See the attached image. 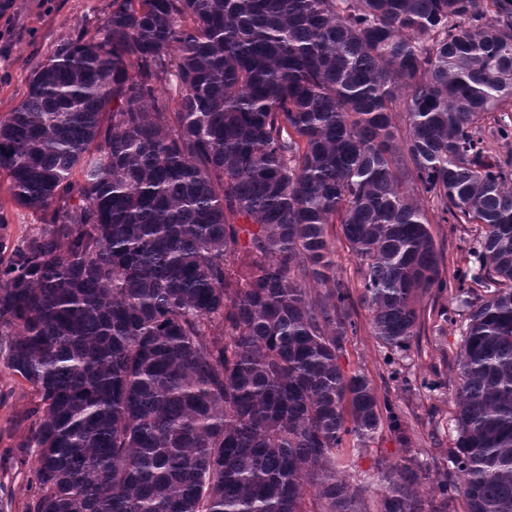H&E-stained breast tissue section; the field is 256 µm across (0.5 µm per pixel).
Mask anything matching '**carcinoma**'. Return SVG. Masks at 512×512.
<instances>
[{
	"label": "carcinoma",
	"instance_id": "1",
	"mask_svg": "<svg viewBox=\"0 0 512 512\" xmlns=\"http://www.w3.org/2000/svg\"><path fill=\"white\" fill-rule=\"evenodd\" d=\"M510 109L512 0H112L0 120L10 194L47 215L0 263V343L45 404L30 512H367L345 439H411L338 364L328 226L401 349L448 287L427 198L483 229L456 480L428 499L389 464L377 512H512Z\"/></svg>",
	"mask_w": 512,
	"mask_h": 512
}]
</instances>
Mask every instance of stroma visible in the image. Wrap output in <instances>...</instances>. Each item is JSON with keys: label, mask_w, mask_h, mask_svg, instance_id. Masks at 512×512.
<instances>
[{"label": "stroma", "mask_w": 512, "mask_h": 512, "mask_svg": "<svg viewBox=\"0 0 512 512\" xmlns=\"http://www.w3.org/2000/svg\"><path fill=\"white\" fill-rule=\"evenodd\" d=\"M111 10L112 0H0V119L25 100L37 67L77 32L97 35ZM43 222L42 211L15 204L6 176L0 175V243L13 246ZM430 231L442 253L443 279L473 266L478 225L437 220ZM418 308L417 335L406 348L393 351L374 336L368 310L354 303L358 330L348 337L340 365L345 373H364L379 403L392 404L405 416L422 478L420 492L429 497L439 474L448 469L449 448L456 445L458 359L469 310L451 292L435 290L421 297ZM43 410L40 394L0 353V512H29L39 492L36 451L29 440ZM402 456L399 442L386 429L364 444L347 441L342 472L347 480L367 485L369 512L380 491L378 464Z\"/></svg>", "instance_id": "obj_1"}]
</instances>
